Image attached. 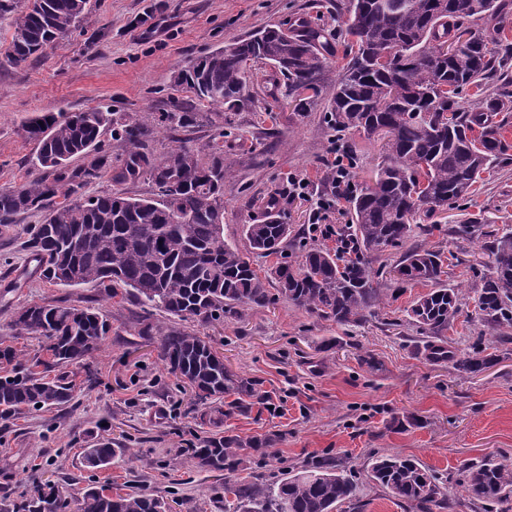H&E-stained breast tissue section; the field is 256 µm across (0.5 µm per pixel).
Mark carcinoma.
Wrapping results in <instances>:
<instances>
[{
    "label": "carcinoma",
    "mask_w": 512,
    "mask_h": 512,
    "mask_svg": "<svg viewBox=\"0 0 512 512\" xmlns=\"http://www.w3.org/2000/svg\"><path fill=\"white\" fill-rule=\"evenodd\" d=\"M373 0H349L346 35L352 38L348 62L336 83L327 120L338 133L356 131L386 140L384 166L375 184L349 196L353 249L313 245L298 262L288 260L291 228L275 209L259 224L246 225L243 235L251 253L277 256L271 269L276 293L239 247L224 241V152L204 159L192 148L177 145L155 159L142 147L147 128L130 120L116 128L128 142L117 169L100 162L72 170L70 163L99 147L113 124L112 112L99 108L57 118L43 115L29 122L26 133L37 141L36 160L43 175L0 191V224H12L20 213H44L27 229V247L42 277L64 286L97 284L111 299L135 297L180 321L201 323L235 319L246 310L285 300L319 319L351 327L372 317L386 289L378 287L384 272L373 267L382 256L399 251L395 269L403 281L432 282L434 288L404 309L416 328L419 353L430 362H446L458 372L479 373L495 358L481 340L466 350L448 349L445 333L460 313L461 289L443 283L441 253L410 243L413 224L464 201L474 192L480 174L507 160L512 146L503 136L506 103L495 93L465 109L453 94L480 87L502 70L504 57L492 54L485 39L463 27V20L497 22L504 0H395L375 8ZM87 0H0V13H14L10 61L18 66L48 47H57L85 14ZM330 46L318 31L265 28L194 59L178 81L213 104L233 107L242 98L247 62L262 61L288 81L294 93L320 92L319 77ZM115 171L117 184L143 177L155 185L153 198H133L122 189L86 196L83 183ZM474 219L451 233L485 238L490 274L475 289V318L512 344V230L486 233ZM19 334L49 340L48 358L18 359L14 350L0 349V364L11 366L0 376V419L24 409L62 405L72 399L74 384L62 372H46L88 357L99 349L109 325L92 307L64 301L20 308L12 319ZM158 355L165 366L191 389L202 405L235 395L230 409L247 411L259 398L253 381L224 365V356L204 338L172 326L158 330ZM43 371H38V368ZM247 443L209 438L194 449L197 467L234 472ZM115 449L107 443L85 453L88 467L108 465ZM373 483L399 503L419 512L448 508L443 481L410 459L372 458L362 476L352 475L332 458L288 472L272 482L256 477L224 479V512H335L347 503L361 512L359 481ZM457 485L483 512H503L512 498V462L483 459L460 469ZM178 499L142 491L112 492L92 486L77 500L76 512H172ZM70 502L49 481L33 486L21 504L0 499V512H68Z\"/></svg>",
    "instance_id": "1"
}]
</instances>
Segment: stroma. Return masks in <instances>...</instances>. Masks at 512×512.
I'll return each instance as SVG.
<instances>
[{
	"instance_id": "stroma-1",
	"label": "stroma",
	"mask_w": 512,
	"mask_h": 512,
	"mask_svg": "<svg viewBox=\"0 0 512 512\" xmlns=\"http://www.w3.org/2000/svg\"><path fill=\"white\" fill-rule=\"evenodd\" d=\"M348 0H88L86 17L62 46L16 66L9 62L14 17L0 14V190L38 176L37 143L24 131L31 119L110 110L114 119L139 118L151 130L154 157L183 141L208 156L224 150V239L244 245L245 225L260 223L270 198L294 230L289 247L313 243L312 203L288 194V176L307 177L316 193L332 186L329 149L352 156L353 185L371 184L384 157L381 142L356 132L331 130L324 120L328 97L345 62L343 33ZM322 30L332 51L319 96L300 100L286 80L263 63L251 64L239 105L228 108L197 97L178 72L193 58L224 47L267 25L300 23ZM187 113L184 124L171 113ZM480 216L492 229L512 226V161L485 171L465 207L434 216L432 231L416 243L460 260L454 283L461 312L447 332L450 347L469 348L481 338L495 362L476 374L433 364L414 352L415 328L404 308L427 292L424 284L389 291L376 316L352 327L321 321L280 301L221 324L185 321L207 337L231 371L255 381L268 400L262 407L203 424L196 403L158 357V342L142 336L149 323L170 324L163 311L134 297L107 298L93 285L55 286L36 273L25 247L39 212L0 225V348L30 359L43 354L45 337L17 335L14 312L34 303L64 300L99 309L110 325L92 357L67 365L75 384L59 408L26 411L0 420V497H17L32 479L58 484L69 500L92 485L125 484L136 491L174 490L176 512H224V478L196 466L193 448L205 437L271 439L270 452L247 449L242 467L263 480L331 455L362 471L374 454L409 458L438 476L491 457L512 459V349L473 321V290L489 271L478 239L448 230ZM370 352L369 369L359 355ZM109 440L116 453L108 470L89 468L86 448Z\"/></svg>"
}]
</instances>
